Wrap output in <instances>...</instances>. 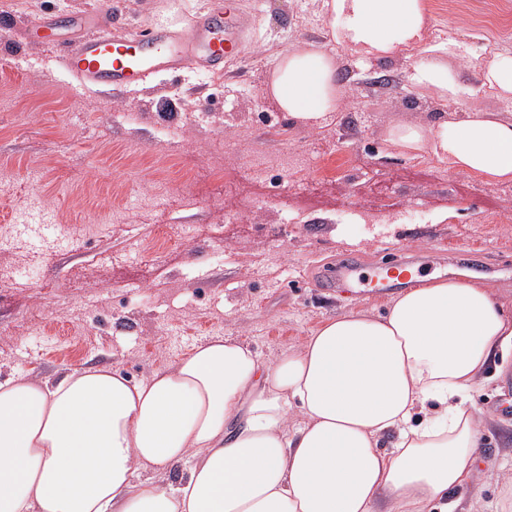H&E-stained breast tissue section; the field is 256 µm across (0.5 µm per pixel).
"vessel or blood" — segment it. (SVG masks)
<instances>
[{"label":"vessel or blood","instance_id":"b4317fda","mask_svg":"<svg viewBox=\"0 0 512 512\" xmlns=\"http://www.w3.org/2000/svg\"><path fill=\"white\" fill-rule=\"evenodd\" d=\"M109 24V19L93 22L82 15L69 22L73 36L61 45L64 62L83 87H130L152 73L184 67L219 75L238 59L240 48L253 34L251 19L225 8L222 0L178 30L150 26L118 36L110 32ZM336 274L351 287L385 293L394 280L409 277L410 272L397 261L383 260L367 276L357 262L345 260L337 263Z\"/></svg>","mask_w":512,"mask_h":512}]
</instances>
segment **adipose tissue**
<instances>
[{
	"label": "adipose tissue",
	"mask_w": 512,
	"mask_h": 512,
	"mask_svg": "<svg viewBox=\"0 0 512 512\" xmlns=\"http://www.w3.org/2000/svg\"><path fill=\"white\" fill-rule=\"evenodd\" d=\"M327 32L361 63L413 54L411 87L449 105L457 39L430 43L427 0H322ZM512 101V53L479 58ZM333 55H277L269 92L313 127L341 100ZM389 144L450 171L512 182V118L482 112L399 125ZM512 345L488 283L428 281L385 314L326 320L272 365L216 337L135 380L76 370L0 380V512H448L479 475L483 373ZM184 470L167 478L175 465Z\"/></svg>",
	"instance_id": "ef3b65f1"
}]
</instances>
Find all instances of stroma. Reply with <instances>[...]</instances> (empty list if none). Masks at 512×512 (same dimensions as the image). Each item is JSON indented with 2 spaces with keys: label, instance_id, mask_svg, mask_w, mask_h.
<instances>
[{
  "label": "stroma",
  "instance_id": "1",
  "mask_svg": "<svg viewBox=\"0 0 512 512\" xmlns=\"http://www.w3.org/2000/svg\"><path fill=\"white\" fill-rule=\"evenodd\" d=\"M212 0H120L115 34L178 28ZM107 0H0V380L54 379L112 367L140 379L214 336L264 364L324 320L388 297L323 291L346 256L415 261L423 276L481 274L512 315V184L449 172L387 131L442 111L407 81L401 53L364 66L330 39L322 0H239L258 16L235 71L186 69L121 91L68 75L39 21ZM431 38L475 52L498 43L493 16L512 0H429ZM298 45L335 60L343 97L322 126H295L266 94L271 61ZM458 111L512 117L457 63ZM42 223L43 237L20 236ZM473 400L483 412L480 481L449 512H512V363L490 365Z\"/></svg>",
  "mask_w": 512,
  "mask_h": 512
}]
</instances>
